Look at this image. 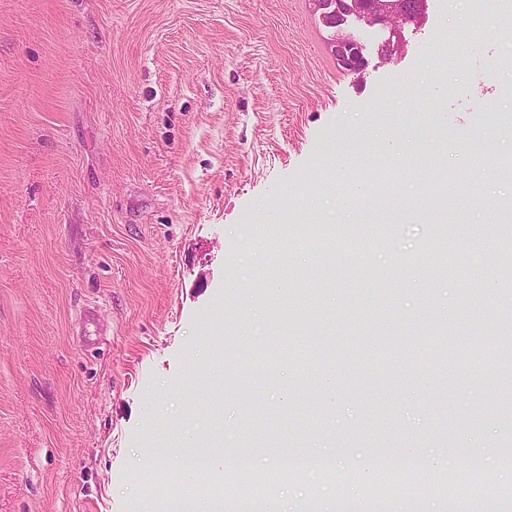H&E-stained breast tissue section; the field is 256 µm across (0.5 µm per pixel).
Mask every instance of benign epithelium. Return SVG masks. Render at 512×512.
Here are the masks:
<instances>
[{"label":"benign epithelium","mask_w":512,"mask_h":512,"mask_svg":"<svg viewBox=\"0 0 512 512\" xmlns=\"http://www.w3.org/2000/svg\"><path fill=\"white\" fill-rule=\"evenodd\" d=\"M313 12L324 23L339 25V34L331 45L338 65L350 72H360L367 60L362 47L345 27L352 18L367 26L381 25L388 31L384 50L379 52L383 63H389L405 52L406 27L422 26L426 20V2L411 6L409 0H310Z\"/></svg>","instance_id":"obj_1"}]
</instances>
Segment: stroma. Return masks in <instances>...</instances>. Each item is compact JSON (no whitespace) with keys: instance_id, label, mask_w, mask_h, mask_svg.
Masks as SVG:
<instances>
[{"instance_id":"obj_1","label":"stroma","mask_w":512,"mask_h":512,"mask_svg":"<svg viewBox=\"0 0 512 512\" xmlns=\"http://www.w3.org/2000/svg\"><path fill=\"white\" fill-rule=\"evenodd\" d=\"M463 8L431 0L389 64L384 30L356 29L368 66L351 73L309 0H0V512H144V463L192 441L257 471L331 457L272 483L299 512L344 477L389 512L398 449L448 446L458 468L481 445L482 496L448 509L488 512L512 355L472 350L512 336V295L466 288L498 260L512 180L455 149L512 156V28L483 21L462 71L442 31ZM412 122L432 164L407 175L381 145ZM340 132L368 155L334 165ZM440 174L479 190L416 212ZM364 212L391 224L388 249L357 266L310 247ZM435 224L454 267L427 251ZM376 341L421 357L352 360ZM275 347L322 358L243 374Z\"/></svg>"}]
</instances>
